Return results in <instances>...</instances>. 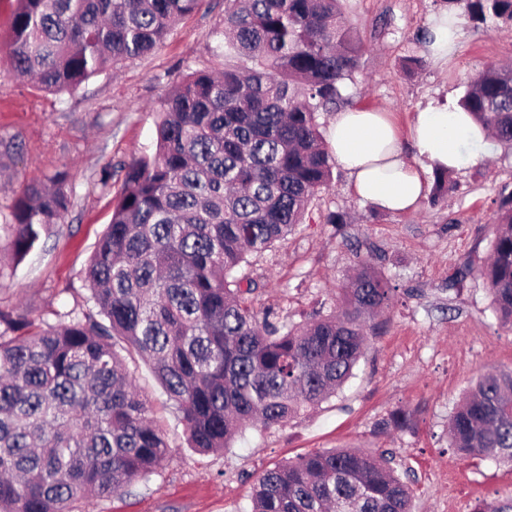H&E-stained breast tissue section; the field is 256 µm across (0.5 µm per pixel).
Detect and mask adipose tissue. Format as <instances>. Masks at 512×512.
I'll return each mask as SVG.
<instances>
[{
    "label": "adipose tissue",
    "mask_w": 512,
    "mask_h": 512,
    "mask_svg": "<svg viewBox=\"0 0 512 512\" xmlns=\"http://www.w3.org/2000/svg\"><path fill=\"white\" fill-rule=\"evenodd\" d=\"M430 33L429 55L434 61H447L462 37L457 14L434 16ZM409 133L419 157L415 164L403 154L390 113L374 107L337 113L329 129V150L337 165L347 171L360 200L389 212L409 211L426 192V167L459 168L465 144L476 159L492 148L470 113L447 104H432L416 112Z\"/></svg>",
    "instance_id": "obj_1"
}]
</instances>
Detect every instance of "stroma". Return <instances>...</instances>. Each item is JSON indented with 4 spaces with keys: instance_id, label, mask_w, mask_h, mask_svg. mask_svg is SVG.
Listing matches in <instances>:
<instances>
[{
    "instance_id": "35a3bbf8",
    "label": "stroma",
    "mask_w": 512,
    "mask_h": 512,
    "mask_svg": "<svg viewBox=\"0 0 512 512\" xmlns=\"http://www.w3.org/2000/svg\"><path fill=\"white\" fill-rule=\"evenodd\" d=\"M341 8L369 47L345 89L349 104L392 112L400 127L428 104L458 103L482 69L512 65V25L504 23L464 28L457 52L434 63L415 37L443 10L442 0H341ZM223 19L224 0H203L153 54L72 94L12 77L0 53V225L27 180L65 170L73 188L65 221L24 260L0 267V310L38 329L85 305L84 270L111 221L121 166L153 152L158 104L186 67H221L211 48ZM411 56L421 64L409 70ZM106 166L107 190L98 182ZM450 179L455 188L444 203L424 199L395 214L362 202L348 174L334 168L330 189L315 197L303 224L251 257L246 272L259 285L253 307L290 324L334 310L358 256L371 257L395 285L391 307L336 396L282 425L247 426L231 448L201 454L188 448L150 364L131 356L135 384L166 434V459L117 494L75 500L72 512H251L267 469L323 448L392 453L396 471L410 474L415 512H475L481 502L512 497V466L448 446V420L466 390L484 374L512 369V329L500 324L479 275L500 197L512 192V151L494 146ZM332 211L346 213L349 224L327 223ZM399 409L410 413V428H382Z\"/></svg>"
}]
</instances>
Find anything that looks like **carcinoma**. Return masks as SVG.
Wrapping results in <instances>:
<instances>
[{
  "mask_svg": "<svg viewBox=\"0 0 512 512\" xmlns=\"http://www.w3.org/2000/svg\"><path fill=\"white\" fill-rule=\"evenodd\" d=\"M9 74L72 93L154 51L202 0H14ZM478 28L512 23V0H444ZM368 47L340 0H224L219 71L188 68L161 100L151 155L121 166L112 219L85 272L93 308L35 333L0 311V512H70L108 497L166 458L115 346L150 362L189 447L232 446L315 409L354 375L393 288L366 259L337 310L298 325L254 310L242 274L302 223L336 161L317 113L346 102ZM459 106L512 149V68L489 66ZM68 175L22 188L3 225L20 262L72 206ZM430 204L452 185L436 169ZM512 325V192L499 202L481 271ZM449 447L512 464V371L480 377L448 423ZM252 512H412L391 456L316 450L265 471Z\"/></svg>",
  "mask_w": 512,
  "mask_h": 512,
  "instance_id": "obj_1",
  "label": "carcinoma"
}]
</instances>
